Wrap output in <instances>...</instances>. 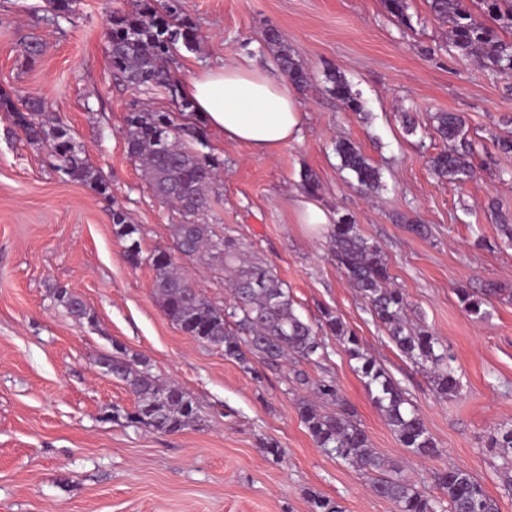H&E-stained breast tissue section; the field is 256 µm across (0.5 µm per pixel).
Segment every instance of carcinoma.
I'll use <instances>...</instances> for the list:
<instances>
[{
  "instance_id": "cac0c4a2",
  "label": "carcinoma",
  "mask_w": 512,
  "mask_h": 512,
  "mask_svg": "<svg viewBox=\"0 0 512 512\" xmlns=\"http://www.w3.org/2000/svg\"><path fill=\"white\" fill-rule=\"evenodd\" d=\"M51 14L65 21L75 15L77 0H46ZM130 10L113 6L108 14L107 54L111 76L133 88L161 87L177 103L179 113L194 111L183 96L170 66L180 47L197 42L194 24L184 14L181 0H132ZM431 12L448 25L452 47L477 59L479 68L491 75L512 76V40L500 32L512 31V0H481L485 13L475 12L467 0H429ZM264 40L275 52L278 65L298 90L308 85V72L291 49L269 29ZM330 91L353 112L363 111L362 101L339 72L328 75ZM0 112L13 119L24 140L56 156L52 167L61 176L90 185L102 198L112 197L109 181L93 166L70 128L46 115L43 100L15 101L0 92ZM435 132L444 148L429 160L432 172L445 179L465 182L475 175L472 149L465 138V122L453 112L432 116ZM123 137L127 153L139 162L154 193L180 216L173 225L172 246L149 253L142 247L141 225L133 222L120 205H112L113 232L123 246L126 260L134 267L146 264L153 273L152 290L164 315L187 336L224 352L248 371L256 360L271 370L291 365L287 380L312 389L316 399L297 400L301 421L316 446L351 465L368 478L378 497L394 504L396 512H499L497 501L469 471L446 464L434 480L440 495L421 490L402 475V466L380 456L360 426L353 407L343 398L336 379L317 380L298 365L320 363L326 356L323 336L336 338L355 371L364 380L374 406L408 452L419 458H435L441 451L431 436L419 409L390 373L367 356L360 340L330 310L321 312L317 324L297 313L293 296L252 244L216 234L201 222L217 193L218 170L224 161L200 151L207 146L205 127L177 122L176 114L143 108L126 117ZM334 150L340 168L354 176L357 187L370 192L380 175L360 148L349 139L336 141ZM330 251L351 287L366 301L371 315L382 324L406 357L429 368L434 390L442 398L457 395L461 383L448 365V348L429 326L408 317L409 304L402 290L390 285L388 263L382 249L365 238L352 216L345 214L333 224ZM219 264L230 273L231 297L218 305L195 288L189 271L175 257ZM497 293L485 289L477 297L460 287L457 294L466 311L482 315L485 298ZM51 297L79 323L93 325L97 316L69 288L56 286ZM103 373L125 383L133 394V410H112V421L125 420L135 427L160 433L182 431L201 419L196 399L175 382H162L146 360L112 343V351L98 357ZM487 447L500 451L503 467L512 470V427L489 433ZM311 512H343L337 501L309 489L305 492Z\"/></svg>"
}]
</instances>
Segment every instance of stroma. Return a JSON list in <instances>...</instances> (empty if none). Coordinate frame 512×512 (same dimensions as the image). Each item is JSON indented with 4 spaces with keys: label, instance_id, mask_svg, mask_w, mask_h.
Returning <instances> with one entry per match:
<instances>
[{
    "label": "stroma",
    "instance_id": "1",
    "mask_svg": "<svg viewBox=\"0 0 512 512\" xmlns=\"http://www.w3.org/2000/svg\"><path fill=\"white\" fill-rule=\"evenodd\" d=\"M44 0H0V91L45 96L50 114L68 126L112 187L111 201L54 172L45 150L21 140L0 113V512H309L305 492L338 501L343 512H395L364 477L317 448L302 424L284 373L245 371L223 352L186 336L152 293L149 266H131L116 240L111 205L125 208L143 230V248L169 247L176 214L155 196L122 137L125 117L151 104L174 110L166 90L142 92L111 80L103 0H78L72 22L55 23ZM199 34L182 51L180 80L228 63L278 72L264 40L275 29L311 82L295 97L303 114L299 139L274 157L210 133L223 159L220 196L207 223L253 243L286 283L295 306L315 321L339 316L422 413L441 455L410 456L372 404L355 364L333 336L329 355L308 364L312 378L331 373L374 448L434 492L444 464L467 469L512 512L497 451L486 446L499 424L512 425V244L488 205L512 215V77H489L471 58L450 51L448 29L428 0H410L408 21L382 0H182ZM44 49L26 60L24 42ZM341 72L358 93L362 113L328 90ZM419 117L406 133L403 113ZM437 112L464 115L478 168L459 183L435 176L440 149L429 123ZM347 137L379 168L377 189L352 187L334 151ZM312 169L319 190L309 196L300 174ZM310 199L331 215L353 216L379 244L390 281L402 289L411 319H423L448 346L462 389L439 397L429 375L391 341L336 266L328 234L300 223ZM414 224L426 236L411 232ZM67 285L97 315L76 322L54 304L50 288ZM492 296L478 319L460 302L464 286ZM120 341L162 380L198 401L201 419L177 433L113 422L112 409H132L123 382L95 368ZM284 448L273 459L261 446Z\"/></svg>",
    "mask_w": 512,
    "mask_h": 512
}]
</instances>
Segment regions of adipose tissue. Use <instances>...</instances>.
<instances>
[{
  "mask_svg": "<svg viewBox=\"0 0 512 512\" xmlns=\"http://www.w3.org/2000/svg\"><path fill=\"white\" fill-rule=\"evenodd\" d=\"M182 91L198 118L255 156L273 157L300 135L303 114L296 98L265 70L227 64L191 77Z\"/></svg>",
  "mask_w": 512,
  "mask_h": 512,
  "instance_id": "obj_1",
  "label": "adipose tissue"
}]
</instances>
